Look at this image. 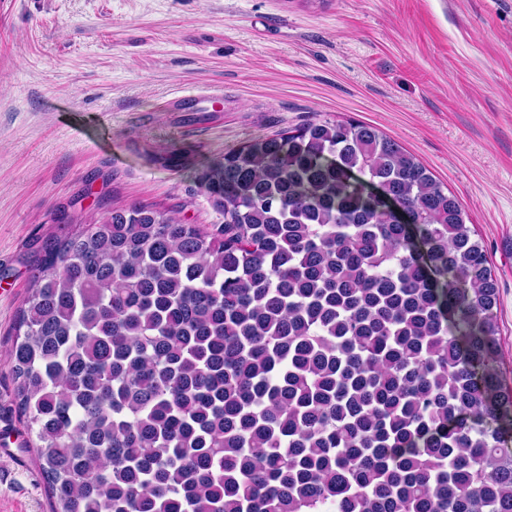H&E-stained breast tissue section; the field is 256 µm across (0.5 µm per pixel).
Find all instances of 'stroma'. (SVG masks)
Returning <instances> with one entry per match:
<instances>
[{
  "label": "stroma",
  "mask_w": 512,
  "mask_h": 512,
  "mask_svg": "<svg viewBox=\"0 0 512 512\" xmlns=\"http://www.w3.org/2000/svg\"><path fill=\"white\" fill-rule=\"evenodd\" d=\"M217 88L220 111L169 105ZM336 117L382 130L461 203L512 390V0H0V512H50L7 357L60 213L141 203L223 223L205 168Z\"/></svg>",
  "instance_id": "1"
}]
</instances>
